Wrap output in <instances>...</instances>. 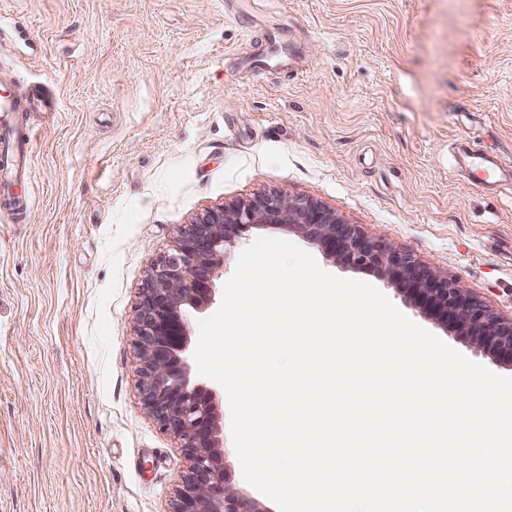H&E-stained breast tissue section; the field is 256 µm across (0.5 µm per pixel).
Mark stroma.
Here are the masks:
<instances>
[{"instance_id":"35a3bbf8","label":"stroma","mask_w":512,"mask_h":512,"mask_svg":"<svg viewBox=\"0 0 512 512\" xmlns=\"http://www.w3.org/2000/svg\"><path fill=\"white\" fill-rule=\"evenodd\" d=\"M32 172L0 188V512H171L188 461L138 393L139 289L205 211L321 201L512 316V0H0ZM473 362L377 272L284 227Z\"/></svg>"}]
</instances>
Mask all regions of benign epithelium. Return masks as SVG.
<instances>
[{
	"instance_id": "benign-epithelium-1",
	"label": "benign epithelium",
	"mask_w": 512,
	"mask_h": 512,
	"mask_svg": "<svg viewBox=\"0 0 512 512\" xmlns=\"http://www.w3.org/2000/svg\"><path fill=\"white\" fill-rule=\"evenodd\" d=\"M268 226L294 229L342 264L377 271L424 314L512 363V319L492 312L435 266L344 222L320 202L271 191L208 210L178 228L174 252L154 264L137 304L140 399L159 428L181 441L189 461L172 512H263L227 475L215 395L191 377L184 353L191 313L215 301L212 285L224 273V247Z\"/></svg>"
}]
</instances>
